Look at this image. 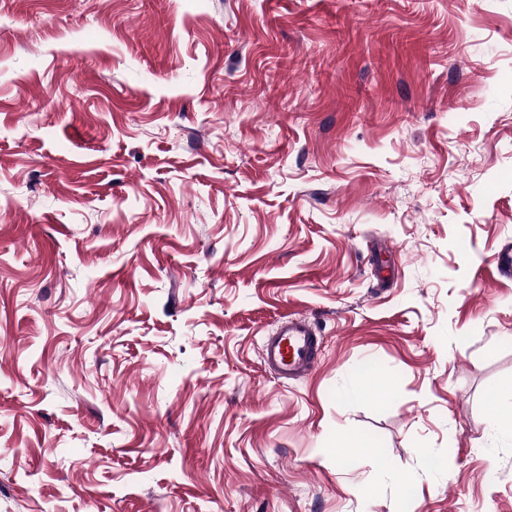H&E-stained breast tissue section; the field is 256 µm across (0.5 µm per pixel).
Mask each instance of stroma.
<instances>
[{
  "label": "stroma",
  "instance_id": "1",
  "mask_svg": "<svg viewBox=\"0 0 512 512\" xmlns=\"http://www.w3.org/2000/svg\"><path fill=\"white\" fill-rule=\"evenodd\" d=\"M507 246L512 0H0V512H512ZM259 350L265 365L288 380L299 379L313 371L318 361L316 330L306 316L288 315Z\"/></svg>",
  "mask_w": 512,
  "mask_h": 512
}]
</instances>
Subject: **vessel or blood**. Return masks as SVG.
I'll return each instance as SVG.
<instances>
[{
    "instance_id": "obj_1",
    "label": "vessel or blood",
    "mask_w": 512,
    "mask_h": 512,
    "mask_svg": "<svg viewBox=\"0 0 512 512\" xmlns=\"http://www.w3.org/2000/svg\"><path fill=\"white\" fill-rule=\"evenodd\" d=\"M263 363L289 380L310 373L318 361L316 330L304 315L291 314L260 346Z\"/></svg>"
}]
</instances>
